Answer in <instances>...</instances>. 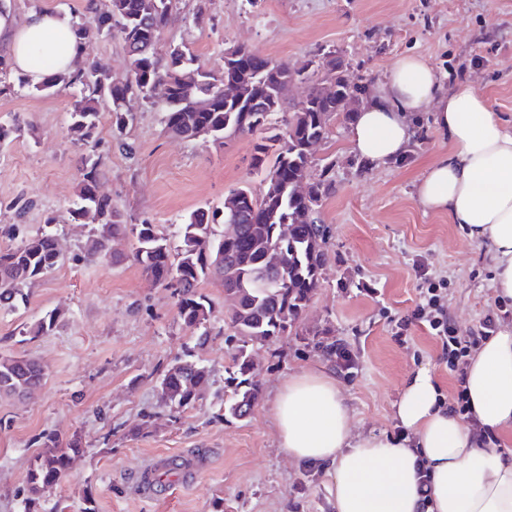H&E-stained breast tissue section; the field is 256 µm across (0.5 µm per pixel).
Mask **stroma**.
Segmentation results:
<instances>
[{"label":"stroma","mask_w":512,"mask_h":512,"mask_svg":"<svg viewBox=\"0 0 512 512\" xmlns=\"http://www.w3.org/2000/svg\"><path fill=\"white\" fill-rule=\"evenodd\" d=\"M17 19L48 9L77 20L87 5L110 0H0ZM244 44L272 58L301 63L337 50L374 84L383 83L400 55L422 56L450 87L464 76L487 106L512 126V0H179L158 49L190 51L206 67L224 64L227 48ZM85 56L123 80L122 40L104 36ZM79 88L46 94L15 87L0 95V126L16 128L0 145V250L46 231L62 261L26 287L15 309H0V356H25L46 372L33 396L0 394V512H84L92 492L96 512H334L320 467L288 460L279 448L272 403L289 375L310 367L336 374L357 436H393L394 405L410 378L429 371L443 392L453 378L435 339L410 326L406 343L393 333L419 300V274L448 280V315L469 334L496 314L493 261L447 214L422 207L416 185L426 169L452 152L434 123L428 137L409 141L412 159L367 163L350 149V125L333 120L316 159H332L336 191L320 218L330 229L319 286L298 330L255 347L260 395L243 420L225 416L230 364L219 282L204 281L216 318L206 343L183 327L172 289L149 280L134 259V238L113 245L114 258H83L90 234L70 209L81 180L80 159H102V193L132 224H154L177 240L196 209L223 204L242 184L260 190L250 173L253 138L177 137L165 128L162 98L132 99L131 120L116 129L103 116L89 145L68 134L69 106ZM61 317L50 333L25 340L21 331L46 312ZM356 358L351 373L336 369L326 343ZM204 366L209 381L196 403L175 411L161 398L160 380L178 360ZM79 439L61 483L28 505L23 489L42 438ZM189 458L183 481L151 493L138 489L146 464Z\"/></svg>","instance_id":"35a3bbf8"}]
</instances>
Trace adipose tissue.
<instances>
[{"label": "adipose tissue", "mask_w": 512, "mask_h": 512, "mask_svg": "<svg viewBox=\"0 0 512 512\" xmlns=\"http://www.w3.org/2000/svg\"><path fill=\"white\" fill-rule=\"evenodd\" d=\"M0 42L8 65L33 85L72 69L82 55L70 21L43 10L21 23L0 12ZM430 103L454 150L423 175L417 198L489 246L495 293L512 297V128L468 82L442 92L430 64L402 55L357 113L351 150L369 162L400 156L410 139L409 115ZM466 386L467 420L443 413L432 376L417 372L395 406L403 437L358 439L334 376L303 369L272 403L279 447L294 461L320 465L334 512H512V327L474 356ZM482 429L497 433L501 447H483L475 437ZM424 473L432 496L426 504L419 493Z\"/></svg>", "instance_id": "ef3b65f1"}]
</instances>
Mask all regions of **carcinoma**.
<instances>
[{"instance_id":"1","label":"carcinoma","mask_w":512,"mask_h":512,"mask_svg":"<svg viewBox=\"0 0 512 512\" xmlns=\"http://www.w3.org/2000/svg\"><path fill=\"white\" fill-rule=\"evenodd\" d=\"M175 0H111L105 12L91 11L82 22H72L81 44L118 35L128 56V73L121 83L86 59L72 73H51L35 86L38 91L80 87L72 103L69 131L73 141L88 144L98 135L102 106L120 128L129 121L124 109L131 96L151 99L159 94L167 104V131L194 139L198 129L212 131L214 140L226 134L255 137L250 167L262 176V190L246 185L229 190L222 206L193 211L182 225L178 245H171L154 224H129L112 206V198L98 192L103 163L81 162L77 201L71 220L92 225L84 258H104L110 242L131 235L135 259L144 275L174 289L182 325L209 336L213 306L201 292L209 277L224 287L225 313L233 330L230 354V395L224 410L234 418L247 417L259 396L253 381L252 348L265 345L296 327L319 284L327 226L319 219L324 199L335 192L332 165L314 171L310 146L328 138L329 123L339 116L354 120L360 87L350 79L348 64L337 56L332 63L295 65L268 58L262 74L227 68L220 73L204 69L190 53L171 49L158 53L159 37L168 25ZM324 71L315 82L313 72ZM308 83L306 95L284 111L278 85L284 81ZM210 100V108L198 104ZM229 231L215 233V225ZM57 241L49 233L33 236L17 247L0 250V308H13L24 298L23 289L60 262ZM60 314L53 310L26 327L24 336L45 335L56 327ZM44 367L19 356L0 358V392L30 395L42 384ZM207 382L204 367L183 362L171 366L160 382L162 398L178 410L192 406ZM40 453L27 475L29 503L62 480L72 456L83 452L73 438L63 444L44 436Z\"/></svg>"}]
</instances>
